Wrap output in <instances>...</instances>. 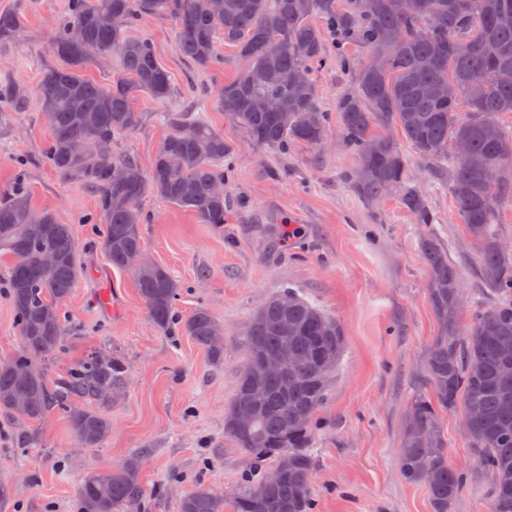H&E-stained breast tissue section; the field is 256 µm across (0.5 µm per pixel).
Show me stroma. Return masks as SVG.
<instances>
[{
    "instance_id": "1",
    "label": "stroma",
    "mask_w": 512,
    "mask_h": 512,
    "mask_svg": "<svg viewBox=\"0 0 512 512\" xmlns=\"http://www.w3.org/2000/svg\"><path fill=\"white\" fill-rule=\"evenodd\" d=\"M67 0H0V12H18L16 41L0 44V82L35 92L43 66L57 64L51 26L64 19ZM138 34L150 38L172 79L165 103L143 96L134 106L140 126L116 135L112 156L149 169L166 134L157 114L197 108L224 131L231 154L224 160V226L197 223L186 210L153 194L140 209L148 256L179 285L180 315L205 307L224 329V361L213 363L191 337L162 333L150 318L130 271L112 266L96 244L92 223L102 222L94 190L62 179L45 159L48 129L36 100L0 123V194L23 184L36 209L52 210L70 225L78 244L81 279L63 307L81 331L71 356L111 343L130 367L125 394L109 410L112 432L98 448L75 447L64 419L37 424L0 418V481L14 493L0 512H73L77 487L92 471L118 468L134 451L144 454L141 480L163 491L156 512H178L192 486L205 484L230 496L255 479L252 458L224 433V414L244 362L245 333L254 308L281 289L297 290L340 324L345 351L328 398L312 422L313 512H432L423 487L406 483L397 459L405 412L428 391L424 365L439 329L427 294L420 251L424 225L398 197L377 204L359 198L340 178L355 155L341 137L324 148L279 151L254 145L229 123L206 87L222 85L243 69L226 46L222 62L202 70L178 54L172 20L148 17ZM329 62L313 80L323 109L333 113L354 92L352 72L364 49L328 37ZM410 185L421 188L435 215L433 227L459 265L465 305L461 327L475 308L492 304L477 274V257L434 164L411 157ZM448 461L464 470L474 462L461 409L442 419Z\"/></svg>"
}]
</instances>
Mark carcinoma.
Returning a JSON list of instances; mask_svg holds the SVG:
<instances>
[{
	"label": "carcinoma",
	"mask_w": 512,
	"mask_h": 512,
	"mask_svg": "<svg viewBox=\"0 0 512 512\" xmlns=\"http://www.w3.org/2000/svg\"><path fill=\"white\" fill-rule=\"evenodd\" d=\"M174 21L176 49L201 69L220 63L219 46L245 62L236 78L209 92L233 124L256 145L320 147L331 134L318 102L313 69L328 61L325 32L316 19L362 44L383 69L368 61L355 71L356 90L338 102L339 133L357 158L344 181L363 200L396 193L416 224H433L426 195L407 186L409 157L448 163V192L474 241L480 280L494 301L474 311L470 326L458 322L460 270L434 232L421 241L428 267L427 292L440 333L426 360L430 391L416 394L407 409L398 449L403 479L428 492L433 512H454L468 484L467 473L448 463L442 413L462 406L477 468L492 475L489 512H512V255L500 250L499 206L512 197V129L499 116L512 113V84L497 73L512 70V0H67L52 49L62 64L42 70L35 95L49 128L45 148L57 174L94 189L105 218L101 245L112 266L132 270L138 294L156 326L179 328L224 362L217 320L199 307L185 318L175 313L178 284L145 252L138 201L146 193L190 211L198 223L224 227V132L201 114L158 113L167 134L151 169L129 159L115 161L100 150L119 133L135 130L141 115L134 101L146 93L157 102L172 94L169 72L153 42L135 34L145 17ZM15 12L0 13V42L19 32ZM106 59L117 78L106 85L86 77L88 65ZM473 80L485 86L471 100L448 101L439 89ZM28 91L0 86V114L25 108ZM467 115H459L460 104ZM458 140L470 146L461 158ZM53 248L60 259L42 263ZM0 274L9 286L21 349L0 366V412L38 423L62 416L80 448H99L112 431L108 410L126 391L129 367L110 346H98L55 368L67 352L63 303L80 281L71 228L48 210H36L26 189L0 195ZM288 297V305L281 304ZM292 363L278 375L263 360L283 348ZM340 325L317 306L285 288L253 311L245 361L224 433L238 447L271 462L261 478L229 498L197 485L181 498L179 512H311L313 457L310 422L327 400L341 359ZM243 412L251 421L239 420ZM143 456L130 454L108 473H88L75 497V512H127L141 506Z\"/></svg>",
	"instance_id": "obj_1"
}]
</instances>
